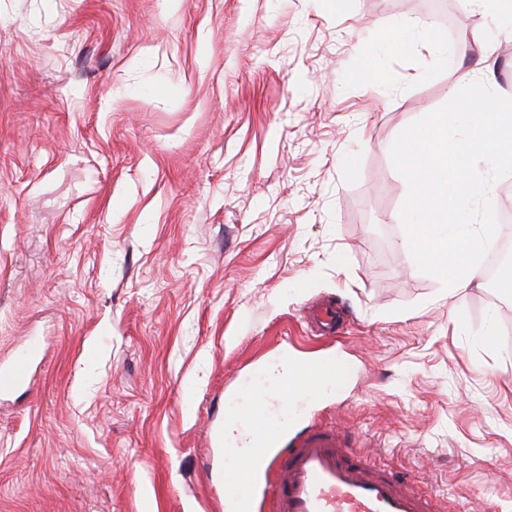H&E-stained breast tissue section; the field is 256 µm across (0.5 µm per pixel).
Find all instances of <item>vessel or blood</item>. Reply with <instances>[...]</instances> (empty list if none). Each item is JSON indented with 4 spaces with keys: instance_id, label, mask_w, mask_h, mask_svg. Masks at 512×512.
I'll use <instances>...</instances> for the list:
<instances>
[{
    "instance_id": "vessel-or-blood-1",
    "label": "vessel or blood",
    "mask_w": 512,
    "mask_h": 512,
    "mask_svg": "<svg viewBox=\"0 0 512 512\" xmlns=\"http://www.w3.org/2000/svg\"><path fill=\"white\" fill-rule=\"evenodd\" d=\"M311 319L321 336L335 333V305L314 309ZM42 353L40 339L30 338L0 373V384L22 383ZM348 372V365L332 355L293 362L287 378L249 410L236 403L225 406V421L247 422L249 430L247 449L224 445L238 474L225 495L233 512H437L432 493L417 489L402 472L371 463L335 427L314 424L292 432L275 416V404L321 391Z\"/></svg>"
}]
</instances>
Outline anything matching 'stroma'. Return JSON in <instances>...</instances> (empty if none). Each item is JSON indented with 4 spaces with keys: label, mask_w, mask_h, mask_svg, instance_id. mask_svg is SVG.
I'll return each mask as SVG.
<instances>
[{
    "label": "stroma",
    "mask_w": 512,
    "mask_h": 512,
    "mask_svg": "<svg viewBox=\"0 0 512 512\" xmlns=\"http://www.w3.org/2000/svg\"><path fill=\"white\" fill-rule=\"evenodd\" d=\"M430 0H0V512H228L227 402L282 356L349 378L293 427L512 512V301L402 248L390 147L478 79L401 48ZM512 95V31L454 12ZM336 298L321 341L309 307ZM42 353L43 345L40 339L30 338L25 349L13 359L8 370L0 373L1 386L22 383L28 376L32 360L40 357Z\"/></svg>",
    "instance_id": "1"
}]
</instances>
